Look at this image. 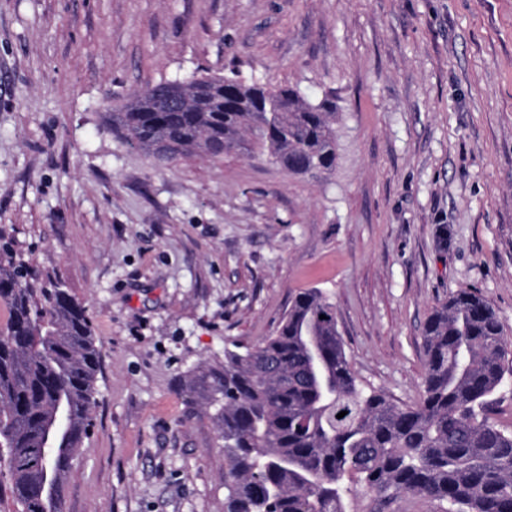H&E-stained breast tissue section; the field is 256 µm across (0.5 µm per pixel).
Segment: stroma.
<instances>
[{
    "label": "stroma",
    "instance_id": "35a3bbf8",
    "mask_svg": "<svg viewBox=\"0 0 512 512\" xmlns=\"http://www.w3.org/2000/svg\"><path fill=\"white\" fill-rule=\"evenodd\" d=\"M232 68L335 98L332 172L160 166L107 125L146 84ZM0 238L83 303L101 352L62 512H224L216 423L177 380L273 335L299 289L399 406L457 289L512 340V0H0ZM344 507L442 512L357 483Z\"/></svg>",
    "mask_w": 512,
    "mask_h": 512
}]
</instances>
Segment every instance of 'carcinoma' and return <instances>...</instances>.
<instances>
[{
    "label": "carcinoma",
    "instance_id": "1",
    "mask_svg": "<svg viewBox=\"0 0 512 512\" xmlns=\"http://www.w3.org/2000/svg\"><path fill=\"white\" fill-rule=\"evenodd\" d=\"M109 126L160 165L266 154L292 175L336 167L333 99L314 103L235 69L147 84ZM0 308V474L18 512H60L92 425L100 350L85 306L8 249ZM424 339L422 398L393 404L358 382L335 306L305 288L265 342L185 377L183 392L214 410L224 441V512H344L347 479L426 495L444 512H512V431L487 416L512 375L496 311L460 288L434 308Z\"/></svg>",
    "mask_w": 512,
    "mask_h": 512
}]
</instances>
